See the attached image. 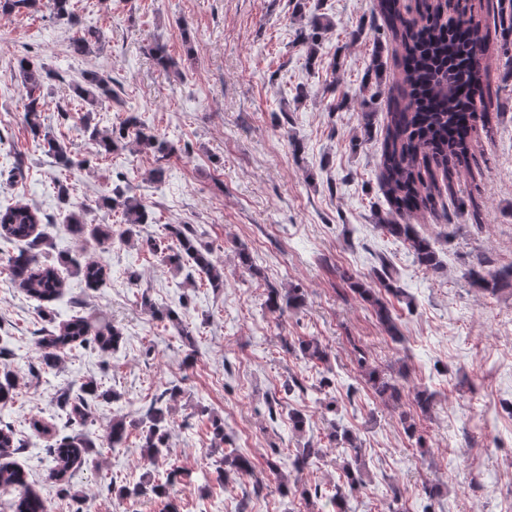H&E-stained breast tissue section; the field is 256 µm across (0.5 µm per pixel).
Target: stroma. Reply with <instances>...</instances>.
I'll return each instance as SVG.
<instances>
[{"label": "stroma", "mask_w": 512, "mask_h": 512, "mask_svg": "<svg viewBox=\"0 0 512 512\" xmlns=\"http://www.w3.org/2000/svg\"><path fill=\"white\" fill-rule=\"evenodd\" d=\"M77 2L84 26L101 35L100 49L86 56L71 53L74 30L49 11L0 15V208L25 203L44 215L37 227L42 249L64 281L57 300L37 303L13 279L9 249L0 243V343H7L5 362L17 377L0 419L11 423L21 444L14 459L50 512H72V502L50 477L47 448L56 435L81 431L97 445L94 464L75 469L71 479L87 512H163L161 502L120 501L106 487L136 483L148 469L139 423L152 400L173 386L180 393L157 468L184 470L170 490L179 512H308L300 496L281 493L266 459L275 449L287 466L305 443H324L322 458L296 478L302 486L333 489L345 460L342 449L325 444L335 424L357 436L366 461V486L349 494L348 512H512V290L484 294L469 280L473 267L492 272L512 265V63L499 41L488 37L483 56L503 105L493 132L474 139L470 173L442 189L444 215L414 220L439 262L430 270L376 226L389 210L378 176L387 83L396 71L380 0H306L308 12L333 23L312 64L299 37L297 0ZM156 41L175 69L162 70L149 56L147 46ZM375 56L382 82L362 87ZM24 57L53 73L43 125L84 166L59 168L30 133L18 70ZM90 70L111 77L115 92L93 114L100 129L132 113L175 145L162 183L149 177L154 155L134 145L97 154L73 92ZM359 91L361 104L353 100ZM343 96L348 106L330 111ZM366 108L368 131L361 122ZM18 163L23 174L15 178ZM59 177L69 186L65 204L54 189ZM118 185L152 217L129 241L119 237L120 212L98 205ZM73 211L84 213L89 226L111 225V243L71 234ZM171 224L223 263V288H210L191 262L177 268L149 249ZM242 250L252 268L241 266ZM90 259L105 267L94 289L76 272ZM385 266L401 291L387 299L399 343L348 284L353 278L379 288ZM132 272L137 282L129 281ZM271 287L301 289L304 305L270 313ZM155 306L174 310L190 339L155 318ZM78 313L117 327L120 344L105 354L75 345L58 368L40 369L42 331ZM305 336L328 349L335 383L326 393L311 390L318 378L312 363L286 349ZM358 346L371 367L402 376L399 405L373 393L357 364ZM294 378L308 393L285 392ZM91 379L117 397L92 401L86 427L69 424L57 399L81 395ZM423 389L435 395L427 415L413 404ZM201 407L208 417L198 415ZM295 410L305 417L299 432L289 420ZM404 413L414 416L428 453L406 436ZM212 416L249 454L253 476L212 481L222 455ZM116 417L133 428L125 446L113 450L107 429ZM428 486L439 487V496L428 498Z\"/></svg>", "instance_id": "35a3bbf8"}]
</instances>
